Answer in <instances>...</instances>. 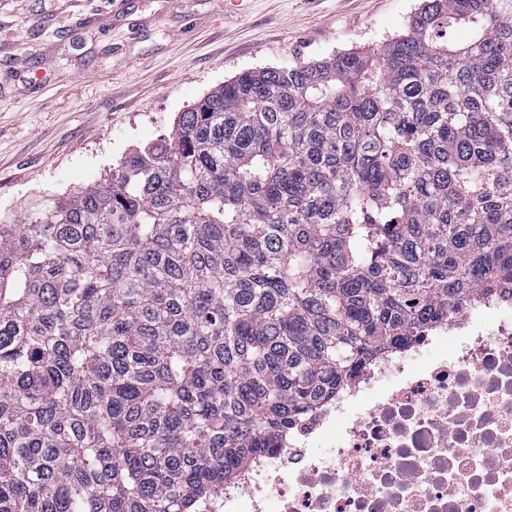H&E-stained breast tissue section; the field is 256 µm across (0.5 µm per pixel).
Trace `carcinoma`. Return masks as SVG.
Listing matches in <instances>:
<instances>
[{
    "label": "carcinoma",
    "mask_w": 512,
    "mask_h": 512,
    "mask_svg": "<svg viewBox=\"0 0 512 512\" xmlns=\"http://www.w3.org/2000/svg\"><path fill=\"white\" fill-rule=\"evenodd\" d=\"M512 285V0L249 69L0 219V512H197L373 358Z\"/></svg>",
    "instance_id": "1"
}]
</instances>
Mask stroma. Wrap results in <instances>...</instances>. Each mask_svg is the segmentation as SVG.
Instances as JSON below:
<instances>
[{
	"label": "stroma",
	"mask_w": 512,
	"mask_h": 512,
	"mask_svg": "<svg viewBox=\"0 0 512 512\" xmlns=\"http://www.w3.org/2000/svg\"><path fill=\"white\" fill-rule=\"evenodd\" d=\"M423 0H0V214L100 182L250 68L370 51Z\"/></svg>",
	"instance_id": "1"
}]
</instances>
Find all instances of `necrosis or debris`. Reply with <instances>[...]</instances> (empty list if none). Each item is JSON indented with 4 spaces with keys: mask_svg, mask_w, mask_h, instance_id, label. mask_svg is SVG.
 Here are the masks:
<instances>
[{
    "mask_svg": "<svg viewBox=\"0 0 512 512\" xmlns=\"http://www.w3.org/2000/svg\"><path fill=\"white\" fill-rule=\"evenodd\" d=\"M271 498L276 512H512V286L379 355L200 509Z\"/></svg>",
    "mask_w": 512,
    "mask_h": 512,
    "instance_id": "necrosis-or-debris-1",
    "label": "necrosis or debris"
}]
</instances>
